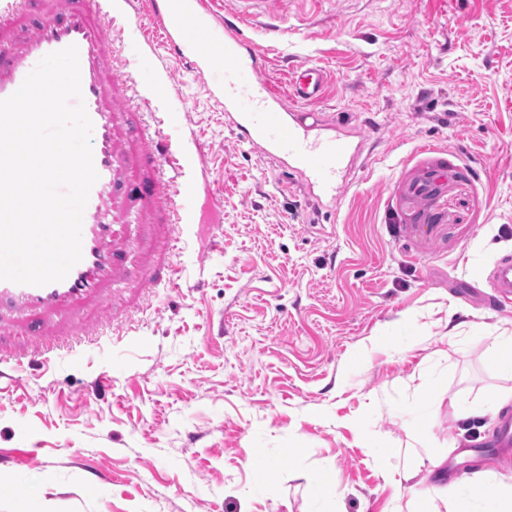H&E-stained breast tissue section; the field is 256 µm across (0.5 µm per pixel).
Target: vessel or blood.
Returning a JSON list of instances; mask_svg holds the SVG:
<instances>
[{
    "mask_svg": "<svg viewBox=\"0 0 512 512\" xmlns=\"http://www.w3.org/2000/svg\"><path fill=\"white\" fill-rule=\"evenodd\" d=\"M216 17L207 0H150L149 15L164 43L189 65L224 109L226 124L238 141L296 175L317 205L335 206L340 189L360 155L356 134L345 123L320 116L315 104L325 97L326 70L302 62L288 71L286 88L270 79L266 52L247 37L260 26L278 32L277 17L266 0H235ZM25 0H0V99L14 94L48 54L78 49L81 91L92 121L91 147L98 179L92 186L82 222V258L59 282L43 286L0 280V313L31 320L49 310L99 294L112 276V237L107 205L112 200L116 158L112 149V20L103 0H65L44 13L23 43H16L15 19ZM451 176L444 164L429 167L406 188L413 200L429 202L446 189ZM153 198L191 218L190 183L176 190L159 184ZM491 285L500 303L512 301V259L496 262Z\"/></svg>",
    "mask_w": 512,
    "mask_h": 512,
    "instance_id": "1",
    "label": "vessel or blood"
}]
</instances>
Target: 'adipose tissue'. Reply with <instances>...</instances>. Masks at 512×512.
I'll list each match as a JSON object with an SVG mask.
<instances>
[{
	"instance_id": "ef3b65f1",
	"label": "adipose tissue",
	"mask_w": 512,
	"mask_h": 512,
	"mask_svg": "<svg viewBox=\"0 0 512 512\" xmlns=\"http://www.w3.org/2000/svg\"><path fill=\"white\" fill-rule=\"evenodd\" d=\"M411 512H512V480L487 475L443 482L433 496L416 499Z\"/></svg>"
}]
</instances>
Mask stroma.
<instances>
[{
    "label": "stroma",
    "instance_id": "35a3bbf8",
    "mask_svg": "<svg viewBox=\"0 0 512 512\" xmlns=\"http://www.w3.org/2000/svg\"><path fill=\"white\" fill-rule=\"evenodd\" d=\"M271 2L287 34L250 35L274 83L319 64L318 111L362 138L339 203L319 208L238 142L163 46L147 0H110L145 32L131 52L112 29L120 264L111 303L92 297L44 323L93 336L77 357L39 363L20 323L0 321V488L21 477L33 490L0 495V512H308L319 473L342 512H397L407 493L431 495L433 452L461 474L462 452L495 451L498 415L461 419L450 402L512 387L493 359L512 306L493 308L487 281L512 255V0ZM134 52L170 85L153 111L192 154L193 223L133 191L181 180L133 132L151 91ZM426 144L455 174L410 206L398 190ZM406 317L410 345L385 342Z\"/></svg>",
    "mask_w": 512,
    "mask_h": 512
}]
</instances>
